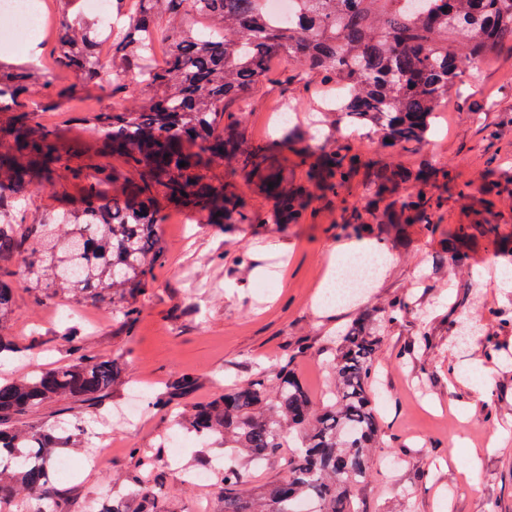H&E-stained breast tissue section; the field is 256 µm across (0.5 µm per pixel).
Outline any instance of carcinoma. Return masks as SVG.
<instances>
[{
  "label": "carcinoma",
  "mask_w": 512,
  "mask_h": 512,
  "mask_svg": "<svg viewBox=\"0 0 512 512\" xmlns=\"http://www.w3.org/2000/svg\"><path fill=\"white\" fill-rule=\"evenodd\" d=\"M149 8L128 9L127 0H112L123 24L112 39V52L95 50L98 21L79 13L65 23L55 62L96 83L114 62L131 74L133 88L144 95L138 108L93 112L84 117L87 130L101 135L124 159V170L93 174L72 168L60 153L58 132L37 120L38 111L19 105L21 92L51 81L35 65L0 62V112L16 116L7 129L13 152L0 155V361L16 360L27 348L5 331L15 306V289L1 277H16L52 301L61 293L96 300L107 292L112 311L132 324L139 299L151 288L152 266L163 257L157 200L168 198L199 211L217 210L232 224H251L254 217L224 189L202 182L196 169L200 155L186 150L202 143L213 161L236 159L245 176L267 167L264 147H252L239 133L241 120L226 111L245 90L266 81L288 84L311 72L331 89L345 94L329 98L324 111L344 124L378 136L387 147L425 144L434 132L435 114L452 89L462 84L463 63L474 64L512 41V0H296L288 19L263 18V0H139ZM202 16L204 30L156 18L178 10ZM166 45L161 66L151 61L158 42ZM273 57H289L301 71L273 78ZM488 137L512 134V106L498 107L484 126ZM28 155L43 165V180L60 184L57 168L83 181L80 207L51 215L38 224L26 222L15 199L33 186L19 158ZM186 166L181 167L179 163ZM360 160L352 147L336 141L326 152L323 186L341 196L353 189ZM372 199L368 212L383 210L392 224H435L448 198L428 191L434 183L453 188L456 196L482 194L485 209L496 207L490 191L473 182H458L446 166L415 170L391 165L365 173ZM410 185V191L398 193ZM279 209L277 224H302L307 206L298 190L273 189ZM343 228L357 236L372 234L363 213L351 211ZM476 226L448 230V265L465 259L463 245ZM411 298L395 297L386 306L364 311L330 341L332 373L327 401L314 402L293 373L306 352L299 345L277 364L263 368L243 384L177 412L180 401L196 385L184 372L154 394L151 409L170 425L198 437L221 439L251 461L280 456L287 472L253 493L247 476L231 463L214 473L219 486L216 512H297L309 502L312 512H364L358 488L372 476L371 449L382 439L374 390L376 354L385 328L414 311ZM62 340L79 353L76 361L0 383V512H61L53 488L61 478L54 463L65 453H80L84 429L57 422L31 424L33 409L56 402L95 405L124 381L121 355L85 354L83 337ZM126 481L142 487L135 503L123 497L103 499L98 512H165L163 486L149 479L157 459L142 449Z\"/></svg>",
  "instance_id": "carcinoma-1"
}]
</instances>
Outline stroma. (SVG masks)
<instances>
[{"label":"stroma","instance_id":"35a3bbf8","mask_svg":"<svg viewBox=\"0 0 512 512\" xmlns=\"http://www.w3.org/2000/svg\"><path fill=\"white\" fill-rule=\"evenodd\" d=\"M465 94H450L437 114L430 141L411 148H384L363 132L321 127L309 144L311 162H319L335 140L355 149L363 170L389 165L410 169L425 163L452 166L459 180H483L484 162L496 156L500 171L512 170V135L496 142L483 140L485 108L500 89L512 84V43L488 56L483 69L466 70ZM129 74L114 70L103 83L79 84L74 73L57 74L55 86L78 85L94 107L118 111L125 104L114 87ZM328 93L314 78L292 85L269 84L249 90L240 132L252 145L270 146V165L285 186L307 184L293 142L279 128V115L291 110L296 127H309L320 116ZM82 113L68 100L43 113L44 125L61 129L64 152L73 165L123 169L119 156L102 151L100 140L82 123ZM202 173L214 185H225L252 213L250 224H213L206 214L161 203L159 233L164 258L153 268V284L133 325L112 315L109 299L72 301L59 296L38 302L33 291L17 287L16 305L8 326L18 342L28 345L18 362L0 363V382L22 373L71 362L76 354L64 343L78 331L88 354L122 355L126 384L114 388L98 406L65 407L56 403L30 412L32 421L80 419L86 447L100 452L104 465L83 469L59 486L63 512H95L113 478L133 469L132 449L159 453L169 432L165 417L145 412L127 423L118 412L134 390L155 393L175 375L192 373L195 389L182 407L205 402L232 382H242L277 363L297 345L308 351L295 372L314 401H322L330 382L327 342L359 314L396 297L413 296L419 306L398 325L387 327L377 353V410L382 443L372 459V476L360 498L366 512H512V366L485 355L483 340L498 335L512 345V330L500 331L488 310L512 304V283L499 269L512 264L491 240L478 238L467 251L455 277L440 268L439 259L454 224L491 221L501 235L512 238V209L487 213L469 200L450 197L441 224L433 230L408 224L374 227L373 238L356 239L341 228L345 208L369 199L365 186L339 199L324 190L308 202L313 213L304 224H276V206L258 178H245L236 164L206 163ZM80 183L67 179L65 188L47 184L22 202L28 221L38 222L55 211L76 207ZM381 239L389 255L364 295L344 304H323L336 247L358 241L371 248ZM248 255L239 263L240 255ZM431 346L412 353L422 330ZM157 475L167 493L168 512H194L199 496L217 499V488L199 492L176 469L160 465Z\"/></svg>","mask_w":512,"mask_h":512}]
</instances>
